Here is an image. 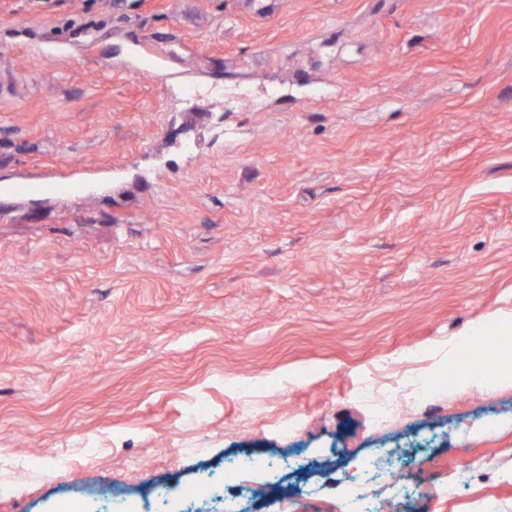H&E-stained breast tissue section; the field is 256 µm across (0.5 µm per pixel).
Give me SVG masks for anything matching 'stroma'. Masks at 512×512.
I'll list each match as a JSON object with an SVG mask.
<instances>
[{
	"instance_id": "stroma-1",
	"label": "stroma",
	"mask_w": 512,
	"mask_h": 512,
	"mask_svg": "<svg viewBox=\"0 0 512 512\" xmlns=\"http://www.w3.org/2000/svg\"><path fill=\"white\" fill-rule=\"evenodd\" d=\"M79 169L0 193V512H512V349L448 375L512 337V0H0V184ZM77 173L64 177L50 176L39 182L16 180L9 185V190L19 197L30 196L36 192L57 196L77 195L84 191L83 183L75 178ZM495 338L496 332L491 328H486L485 336H479L468 364L462 369L466 377L478 379L490 376L493 360L490 349ZM434 380L412 379L406 385L373 388V394L381 403V410L374 416L377 420H387L397 415L401 409H412L428 406L435 399L432 387ZM270 463L263 459L247 458L238 462L230 471L224 473V480L234 479L238 482H245L255 476L258 472H265L269 469ZM371 495V488L365 482H352L347 494L344 496L342 511L367 512L365 503Z\"/></svg>"
}]
</instances>
